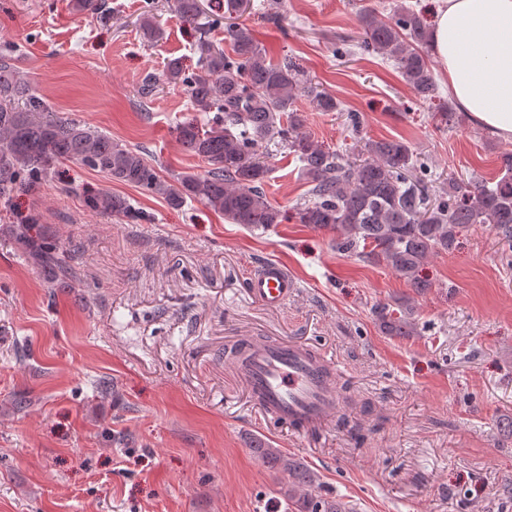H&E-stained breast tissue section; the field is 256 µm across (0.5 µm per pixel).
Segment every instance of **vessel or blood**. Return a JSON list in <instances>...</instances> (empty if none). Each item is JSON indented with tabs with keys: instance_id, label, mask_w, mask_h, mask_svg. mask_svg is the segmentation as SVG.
<instances>
[{
	"instance_id": "b4317fda",
	"label": "vessel or blood",
	"mask_w": 512,
	"mask_h": 512,
	"mask_svg": "<svg viewBox=\"0 0 512 512\" xmlns=\"http://www.w3.org/2000/svg\"><path fill=\"white\" fill-rule=\"evenodd\" d=\"M293 289L286 267L275 260L263 263L249 282L250 294L270 308L281 306ZM236 369L266 416L299 429L320 426L339 405L328 363L306 346L254 339Z\"/></svg>"
}]
</instances>
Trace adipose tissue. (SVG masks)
Here are the masks:
<instances>
[{
  "mask_svg": "<svg viewBox=\"0 0 512 512\" xmlns=\"http://www.w3.org/2000/svg\"><path fill=\"white\" fill-rule=\"evenodd\" d=\"M432 50L459 109L512 142V0H440Z\"/></svg>",
  "mask_w": 512,
  "mask_h": 512,
  "instance_id": "adipose-tissue-1",
  "label": "adipose tissue"
}]
</instances>
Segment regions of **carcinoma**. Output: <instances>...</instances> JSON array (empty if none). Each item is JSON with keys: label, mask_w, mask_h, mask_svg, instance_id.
<instances>
[{"label": "carcinoma", "mask_w": 512, "mask_h": 512, "mask_svg": "<svg viewBox=\"0 0 512 512\" xmlns=\"http://www.w3.org/2000/svg\"><path fill=\"white\" fill-rule=\"evenodd\" d=\"M248 0H224V14L209 24L224 25L228 47L201 39L197 45L201 72L186 75L172 61L162 74L165 83L179 82L194 111L212 114L202 122L188 117L174 127L186 151L200 157L209 169L185 174L173 185L149 163L143 152L112 141V137L74 119L46 111L44 101L30 93L16 69L0 61V206L34 189L48 178L56 164L73 158L114 180L163 198L173 208L196 200L232 224L266 229L282 221L281 210L268 199L264 184L268 167L259 148L279 139L300 163L309 184L295 207L297 223L333 230L336 246L358 253L372 264H383L414 288H427L422 267L432 255L450 252L457 235L470 224H491L512 242V151L500 155L499 174L490 182L471 179L466 186L451 185L431 192L428 165L400 139L365 141L362 158L353 160L328 151L303 131L305 117L293 108L306 80L300 70L273 63L253 36L252 29L234 22ZM173 9L188 21L203 14L200 0H172ZM363 33L355 48L378 54L393 63L403 80L422 100L437 97L428 49L432 33L412 8L399 6L391 21L374 12L361 15ZM144 39L162 36L156 18L145 13L139 20ZM318 112H339L335 97L310 92ZM459 115L454 104L440 105L432 114L438 128H451ZM85 206L122 221L139 222L143 215L124 197L101 191L85 197ZM37 213L22 223L21 235L35 264L60 277L66 260L57 245L26 237L40 223ZM397 308H375L383 330L390 336H413L418 323L406 301ZM262 461L290 479L289 512H351L345 503L314 490V475L278 448L257 442L252 448Z\"/></svg>", "instance_id": "1"}]
</instances>
